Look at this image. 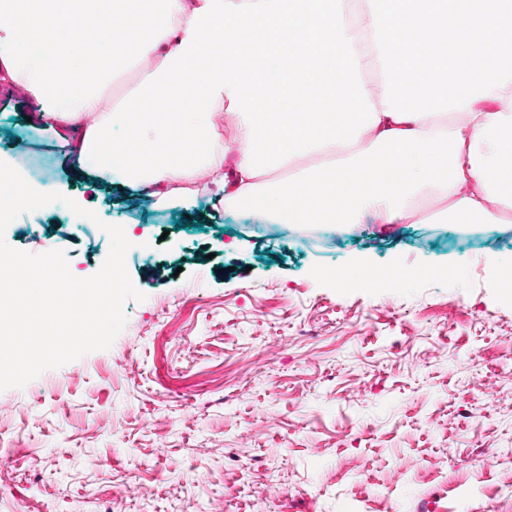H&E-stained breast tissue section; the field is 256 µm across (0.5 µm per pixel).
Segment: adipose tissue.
I'll return each instance as SVG.
<instances>
[{"label":"adipose tissue","instance_id":"ef3b65f1","mask_svg":"<svg viewBox=\"0 0 512 512\" xmlns=\"http://www.w3.org/2000/svg\"><path fill=\"white\" fill-rule=\"evenodd\" d=\"M374 2L0 0V80L87 175L160 201L212 190L283 224H511L512 10ZM134 66L108 101L106 77Z\"/></svg>","mask_w":512,"mask_h":512}]
</instances>
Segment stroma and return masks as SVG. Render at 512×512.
I'll list each match as a JSON object with an SVG mask.
<instances>
[{
	"mask_svg": "<svg viewBox=\"0 0 512 512\" xmlns=\"http://www.w3.org/2000/svg\"><path fill=\"white\" fill-rule=\"evenodd\" d=\"M0 85V161L59 203L6 229L95 274L101 223L149 240L144 301L97 350L0 391V512H512V224H259L207 196L89 182ZM446 267L370 288L339 274Z\"/></svg>",
	"mask_w": 512,
	"mask_h": 512,
	"instance_id": "obj_1",
	"label": "stroma"
}]
</instances>
